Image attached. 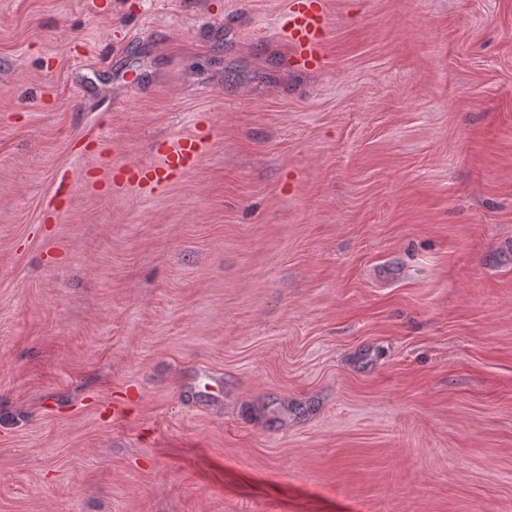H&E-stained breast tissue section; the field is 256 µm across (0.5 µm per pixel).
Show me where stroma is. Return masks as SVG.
<instances>
[{"mask_svg":"<svg viewBox=\"0 0 512 512\" xmlns=\"http://www.w3.org/2000/svg\"><path fill=\"white\" fill-rule=\"evenodd\" d=\"M288 2L0 0V512H512V0ZM281 22L288 36L289 59L306 70L322 67L321 46L328 30L325 0H290ZM157 153V163L122 167V177L117 184H132L147 191L168 184L197 166L203 154L202 141L192 135L177 136L165 141Z\"/></svg>","mask_w":512,"mask_h":512,"instance_id":"obj_1","label":"stroma"}]
</instances>
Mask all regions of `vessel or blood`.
Wrapping results in <instances>:
<instances>
[{"mask_svg":"<svg viewBox=\"0 0 512 512\" xmlns=\"http://www.w3.org/2000/svg\"><path fill=\"white\" fill-rule=\"evenodd\" d=\"M288 36L289 58L300 68L316 70L325 63L321 46L328 30L325 0H290L282 16ZM155 163L126 166L121 181L152 191L194 169L202 154V142L182 135L164 142Z\"/></svg>","mask_w":512,"mask_h":512,"instance_id":"b4317fda","label":"vessel or blood"}]
</instances>
